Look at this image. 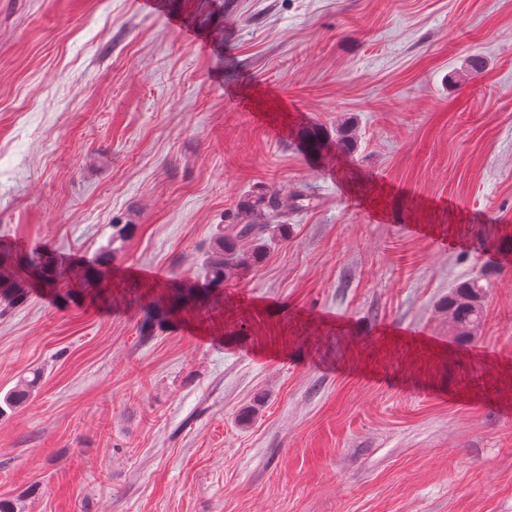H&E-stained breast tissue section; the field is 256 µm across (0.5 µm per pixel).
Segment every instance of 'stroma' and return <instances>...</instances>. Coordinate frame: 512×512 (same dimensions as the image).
I'll list each match as a JSON object with an SVG mask.
<instances>
[{"label":"stroma","mask_w":512,"mask_h":512,"mask_svg":"<svg viewBox=\"0 0 512 512\" xmlns=\"http://www.w3.org/2000/svg\"><path fill=\"white\" fill-rule=\"evenodd\" d=\"M161 2L0 0V245L58 264L0 308V501L512 512V0ZM258 187L315 205L211 287ZM486 286L478 279L459 284L448 296L444 305L448 314V326L459 336H468L477 328L483 314ZM32 378H21L4 397V404L10 409L25 405L40 383V373L32 372Z\"/></svg>","instance_id":"stroma-1"}]
</instances>
